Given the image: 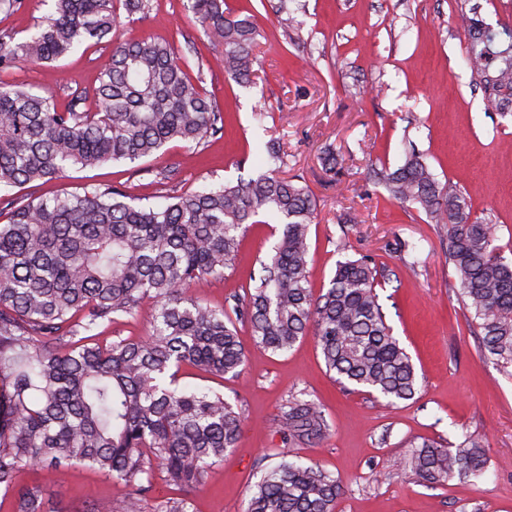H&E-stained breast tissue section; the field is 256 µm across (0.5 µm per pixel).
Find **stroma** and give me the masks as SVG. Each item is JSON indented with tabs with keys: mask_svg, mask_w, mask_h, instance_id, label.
I'll return each mask as SVG.
<instances>
[{
	"mask_svg": "<svg viewBox=\"0 0 512 512\" xmlns=\"http://www.w3.org/2000/svg\"><path fill=\"white\" fill-rule=\"evenodd\" d=\"M228 6L256 16L260 65L246 88L225 79L220 50L194 21L187 0H151L143 19L119 16L123 37L173 43L186 72L201 78L223 111L222 138L195 148L173 142L135 165L72 168L37 182L32 195L112 186L148 198L159 191L156 173L164 168L177 169L172 187L180 192L234 182L263 170L254 146L276 139L287 156L282 177L307 185L317 201L318 222L309 233L313 289L328 286L344 256L370 255L394 271L380 302L421 389L413 400L386 405L343 389L312 336L270 354L239 326L250 364L238 377L221 379L187 365L179 371L182 384L238 401L245 417L236 448L190 492L192 512H245L250 486L285 454L314 460L344 480L336 512H461L475 502L483 512H512V369L487 356L469 325L444 230L416 206L385 199L372 173L397 168L405 150L415 149L440 182L463 192L476 215L493 224L501 255L512 261V105L503 106L501 94L464 66L470 34L460 21L465 15L494 29L512 27V0H288L295 21L285 28L263 0H228ZM50 9L49 0H20L14 10L0 11V34L22 39ZM111 51L103 43L50 66L1 70L0 82L28 88L62 110L74 89L98 86ZM258 109L267 114L260 126L253 119ZM328 144L337 154L332 173L320 161ZM276 241L271 225H254L238 269L196 284L192 295L219 305L244 293L258 258ZM293 394L324 407L332 431L318 446L286 445L275 431L273 419ZM470 435L485 444L480 479L428 485L401 476L398 465L416 438L457 444ZM17 481L41 489L42 512H93L129 491L81 464L62 475L25 468Z\"/></svg>",
	"mask_w": 512,
	"mask_h": 512,
	"instance_id": "1",
	"label": "stroma"
}]
</instances>
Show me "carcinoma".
<instances>
[{
    "label": "carcinoma",
    "instance_id": "obj_1",
    "mask_svg": "<svg viewBox=\"0 0 512 512\" xmlns=\"http://www.w3.org/2000/svg\"><path fill=\"white\" fill-rule=\"evenodd\" d=\"M195 22L223 46L225 77L253 81L255 15L225 0H188ZM146 17L150 0H52L51 12L20 40L0 35V70L55 63L85 44H112L93 93L76 90L59 112L50 99L0 83V188L51 180L74 167L134 164L172 141L200 145L224 134V113L184 70L165 40L122 39L116 5ZM468 65L496 88L512 89V28L470 27ZM98 110L82 108L88 96ZM267 169L237 183L127 201L120 190L85 189L51 199L0 198V491L13 512H41L39 491L21 485L23 467H95L131 486L98 512H143L151 470L178 490L200 487L234 448L244 416L238 402L179 384L185 364L214 377L238 376L256 346L285 353L312 334L341 386L369 389L395 405L419 392L412 357L393 335L377 287L389 279L374 259L337 261L329 286L313 293L309 232L317 204L307 187L280 176L279 141L264 146ZM373 176L386 199L423 210L446 228L448 260L484 351L512 367V262L500 255L492 225L466 196L441 183L416 153ZM279 221L272 252L254 285L220 306L191 286L235 269L242 240L263 218ZM154 302L143 339L95 341L116 317ZM290 445L315 446L332 427L314 400L289 397L274 419ZM486 468L482 442L410 444L400 470L417 482H470ZM344 482L317 464L282 458L249 489L246 512H336Z\"/></svg>",
    "mask_w": 512,
    "mask_h": 512
}]
</instances>
